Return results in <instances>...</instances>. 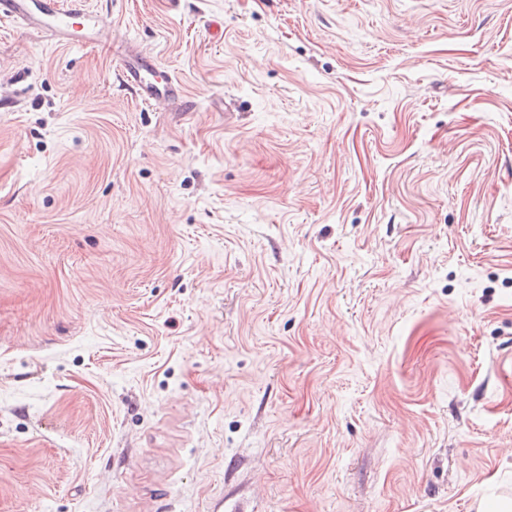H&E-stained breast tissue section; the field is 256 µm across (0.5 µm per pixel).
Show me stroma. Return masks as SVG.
<instances>
[{
    "label": "stroma",
    "mask_w": 512,
    "mask_h": 512,
    "mask_svg": "<svg viewBox=\"0 0 512 512\" xmlns=\"http://www.w3.org/2000/svg\"><path fill=\"white\" fill-rule=\"evenodd\" d=\"M83 3L0 17V512L512 501V0ZM0 16L46 32L65 44L85 40L103 27L102 18L88 15L80 0H71L66 7L61 0H1ZM76 25H79L78 29ZM119 75L132 95L149 105L170 104L183 96L181 81L163 70L150 53L124 58Z\"/></svg>",
    "instance_id": "1"
}]
</instances>
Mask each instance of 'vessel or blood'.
Wrapping results in <instances>:
<instances>
[{"instance_id": "b4317fda", "label": "vessel or blood", "mask_w": 512, "mask_h": 512, "mask_svg": "<svg viewBox=\"0 0 512 512\" xmlns=\"http://www.w3.org/2000/svg\"><path fill=\"white\" fill-rule=\"evenodd\" d=\"M0 16L48 33L69 44L88 38L102 28V19L90 16L80 0H0ZM120 77L132 95L149 105L172 103L183 96V85L173 73L163 70L154 55L138 53L124 58Z\"/></svg>"}]
</instances>
